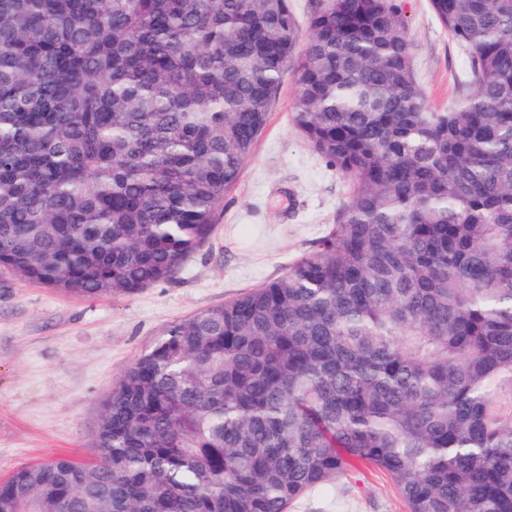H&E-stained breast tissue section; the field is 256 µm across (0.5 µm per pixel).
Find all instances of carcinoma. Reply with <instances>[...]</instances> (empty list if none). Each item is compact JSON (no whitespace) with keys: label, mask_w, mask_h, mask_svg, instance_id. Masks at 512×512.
I'll use <instances>...</instances> for the list:
<instances>
[{"label":"carcinoma","mask_w":512,"mask_h":512,"mask_svg":"<svg viewBox=\"0 0 512 512\" xmlns=\"http://www.w3.org/2000/svg\"><path fill=\"white\" fill-rule=\"evenodd\" d=\"M470 91L427 110L395 0H0V266L84 298L212 236L288 63L292 122L350 181L279 278L169 326L91 462L0 512H287L360 463L408 512H512V0H430Z\"/></svg>","instance_id":"obj_1"}]
</instances>
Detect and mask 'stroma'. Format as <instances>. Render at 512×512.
Returning <instances> with one entry per match:
<instances>
[{"instance_id":"35a3bbf8","label":"stroma","mask_w":512,"mask_h":512,"mask_svg":"<svg viewBox=\"0 0 512 512\" xmlns=\"http://www.w3.org/2000/svg\"><path fill=\"white\" fill-rule=\"evenodd\" d=\"M397 2L428 107L454 110L464 95L467 54L438 23L430 0ZM296 93L290 66L251 157L224 197L213 237L172 279L88 299L0 267V480L54 455L90 461L113 388L165 329L280 277L332 228L349 183L294 128ZM288 512L407 507L386 472L358 467L307 491Z\"/></svg>"}]
</instances>
